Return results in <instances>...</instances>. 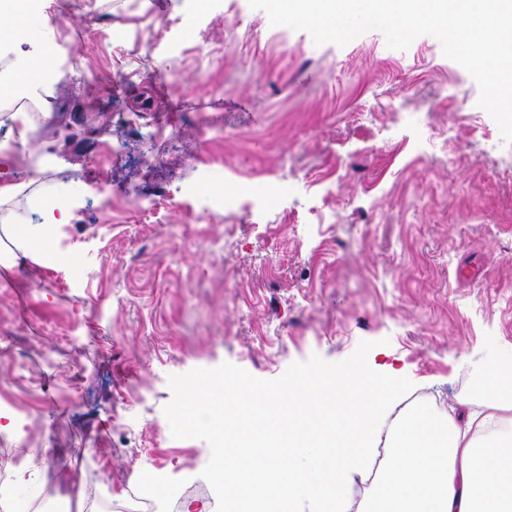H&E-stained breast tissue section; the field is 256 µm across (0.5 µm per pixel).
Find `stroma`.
<instances>
[{
    "mask_svg": "<svg viewBox=\"0 0 512 512\" xmlns=\"http://www.w3.org/2000/svg\"><path fill=\"white\" fill-rule=\"evenodd\" d=\"M184 8L43 4L52 117L29 147L72 219L53 260L0 267V464L47 449L18 488L42 512H84L80 483L130 501L157 473L153 512H224L221 427L166 428L198 382L265 398L390 364L395 403L445 407L512 358V143L473 77L430 35L318 46L248 0L189 29ZM40 32L0 30V83Z\"/></svg>",
    "mask_w": 512,
    "mask_h": 512,
    "instance_id": "obj_1",
    "label": "stroma"
}]
</instances>
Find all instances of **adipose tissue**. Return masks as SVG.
Returning a JSON list of instances; mask_svg holds the SVG:
<instances>
[{
    "label": "adipose tissue",
    "instance_id": "ef3b65f1",
    "mask_svg": "<svg viewBox=\"0 0 512 512\" xmlns=\"http://www.w3.org/2000/svg\"><path fill=\"white\" fill-rule=\"evenodd\" d=\"M38 223L1 224L10 243L0 266L22 257L49 259L53 229L69 223L70 207L40 198ZM476 400L440 408L423 403L399 416L389 431L374 419L397 385L393 370L352 367L339 379L308 375L289 383L276 408L246 390L192 385L188 406L208 409L223 396L217 415L226 452L217 464L224 512H296L301 500L317 512H512V362L484 376ZM386 467L360 500L350 504L349 480L376 448ZM307 455L310 467L298 459Z\"/></svg>",
    "mask_w": 512,
    "mask_h": 512
}]
</instances>
